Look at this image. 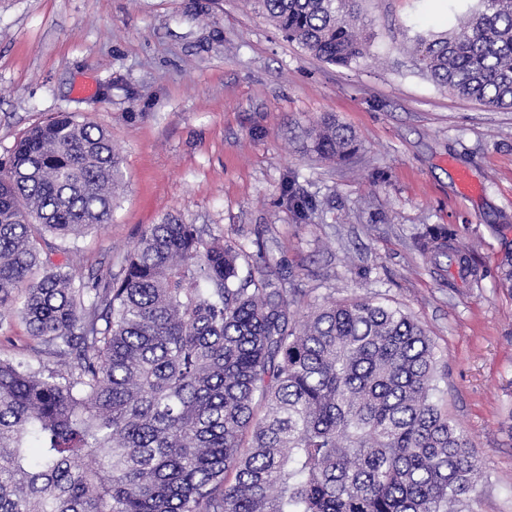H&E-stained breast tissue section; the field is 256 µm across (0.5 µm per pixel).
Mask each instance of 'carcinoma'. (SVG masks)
<instances>
[{
    "instance_id": "obj_1",
    "label": "carcinoma",
    "mask_w": 512,
    "mask_h": 512,
    "mask_svg": "<svg viewBox=\"0 0 512 512\" xmlns=\"http://www.w3.org/2000/svg\"><path fill=\"white\" fill-rule=\"evenodd\" d=\"M356 0H254L290 42L332 65L367 51ZM415 65L455 96L512 109V0H478ZM326 159L355 150L326 121ZM120 158L69 112L28 128L0 162V322L24 291L40 355H0V512H472V441L437 398L426 329L374 298L300 326L296 291L242 245L167 217L120 270L77 279L53 241L112 220ZM416 246L477 275L446 227ZM44 273L36 281L30 273ZM512 289V246L500 266Z\"/></svg>"
}]
</instances>
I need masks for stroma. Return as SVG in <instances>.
<instances>
[{
    "instance_id": "obj_1",
    "label": "stroma",
    "mask_w": 512,
    "mask_h": 512,
    "mask_svg": "<svg viewBox=\"0 0 512 512\" xmlns=\"http://www.w3.org/2000/svg\"><path fill=\"white\" fill-rule=\"evenodd\" d=\"M475 0H362L365 58L330 65L285 40L251 0H0V160L29 127L71 112L122 158L112 221L53 254L75 276L119 268L174 215L263 251L297 318L372 296L408 311L442 357L449 415L482 459L473 512H512V110L457 98L412 66L416 33L463 23ZM349 128L321 158L309 131ZM316 204L308 219L284 187ZM432 225L472 246L476 276L414 244ZM310 139L313 151L326 159H345L355 150L352 132L332 121H325L312 129Z\"/></svg>"
}]
</instances>
